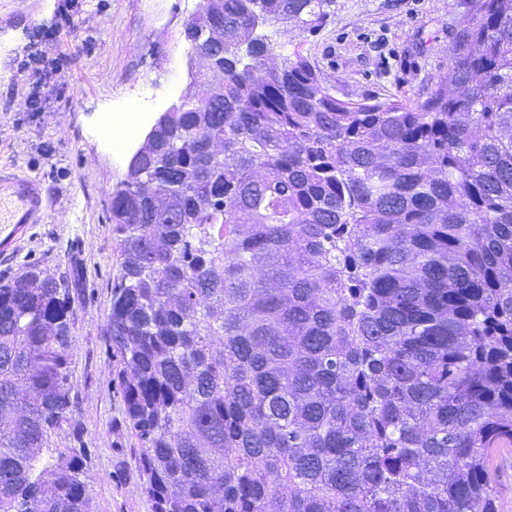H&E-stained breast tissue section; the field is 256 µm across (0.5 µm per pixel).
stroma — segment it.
Returning <instances> with one entry per match:
<instances>
[{"mask_svg": "<svg viewBox=\"0 0 512 512\" xmlns=\"http://www.w3.org/2000/svg\"><path fill=\"white\" fill-rule=\"evenodd\" d=\"M200 0H0V166L41 178L54 206L18 250L0 256V280L37 265L73 290L69 424L44 450L81 448L93 512H152L141 444L118 386L103 328L119 281L111 191L151 121L200 80L205 63L186 36ZM465 0H336L313 32L296 22L268 29L277 54L315 63L336 98L422 100L446 73ZM33 107L19 109V98ZM136 104L148 113L123 152L99 134L102 117Z\"/></svg>", "mask_w": 512, "mask_h": 512, "instance_id": "stroma-1", "label": "stroma"}]
</instances>
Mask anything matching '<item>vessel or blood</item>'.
I'll return each mask as SVG.
<instances>
[{"mask_svg":"<svg viewBox=\"0 0 512 512\" xmlns=\"http://www.w3.org/2000/svg\"><path fill=\"white\" fill-rule=\"evenodd\" d=\"M49 212L45 183L12 167L0 168V254H14L30 225L44 223Z\"/></svg>","mask_w":512,"mask_h":512,"instance_id":"vessel-or-blood-1","label":"vessel or blood"}]
</instances>
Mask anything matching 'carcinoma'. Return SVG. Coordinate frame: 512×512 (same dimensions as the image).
<instances>
[{
  "mask_svg": "<svg viewBox=\"0 0 512 512\" xmlns=\"http://www.w3.org/2000/svg\"><path fill=\"white\" fill-rule=\"evenodd\" d=\"M335 0H223V48L112 191L104 336L153 512H497L512 441V0H467L423 101L336 98L261 29ZM0 282V512H93L70 289ZM490 468L496 481L497 512H512V446L495 448L491 452Z\"/></svg>",
  "mask_w": 512,
  "mask_h": 512,
  "instance_id": "carcinoma-1",
  "label": "carcinoma"
}]
</instances>
